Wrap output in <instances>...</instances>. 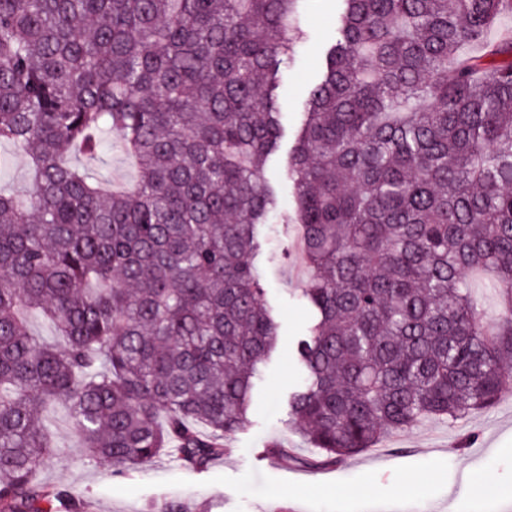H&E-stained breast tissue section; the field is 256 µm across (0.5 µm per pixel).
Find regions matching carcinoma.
I'll use <instances>...</instances> for the list:
<instances>
[{"label": "carcinoma", "mask_w": 512, "mask_h": 512, "mask_svg": "<svg viewBox=\"0 0 512 512\" xmlns=\"http://www.w3.org/2000/svg\"><path fill=\"white\" fill-rule=\"evenodd\" d=\"M306 2L0 0V141L32 171L0 192V512H86L36 479L47 408L120 473L204 470L243 424L280 338L249 257L288 223L273 91ZM343 2L288 155L313 313L290 415L332 463L512 389V38L485 39L512 0ZM106 132L129 191L70 161Z\"/></svg>", "instance_id": "cac0c4a2"}]
</instances>
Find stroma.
<instances>
[{"label": "stroma", "mask_w": 512, "mask_h": 512, "mask_svg": "<svg viewBox=\"0 0 512 512\" xmlns=\"http://www.w3.org/2000/svg\"><path fill=\"white\" fill-rule=\"evenodd\" d=\"M340 0H316L301 19V36L283 67L276 96L285 136L268 164L281 197L291 195L288 154L304 119L317 57L334 39ZM118 187L138 177L118 142L90 160ZM252 264L280 322V344L255 387L245 425L224 443V453L202 471L175 455L126 475L78 448L64 410L45 413L54 453L37 471L46 485H63L89 512H156L178 502L186 512H512V397L473 412L455 426L438 418L384 437L377 447L342 463L324 461L290 423L288 394L298 381L289 347L306 333L312 314L301 297L310 277L297 224L261 226ZM287 443L290 455L271 450Z\"/></svg>", "instance_id": "stroma-1"}]
</instances>
